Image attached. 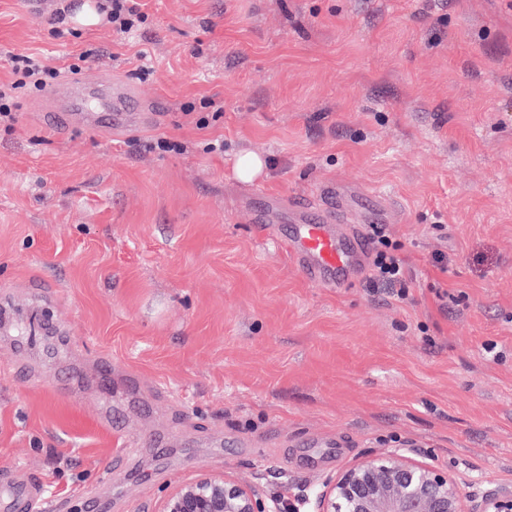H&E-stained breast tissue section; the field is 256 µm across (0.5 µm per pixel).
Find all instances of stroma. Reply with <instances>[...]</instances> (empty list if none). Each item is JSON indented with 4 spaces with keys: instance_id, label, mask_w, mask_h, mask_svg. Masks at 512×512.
Masks as SVG:
<instances>
[{
    "instance_id": "1",
    "label": "stroma",
    "mask_w": 512,
    "mask_h": 512,
    "mask_svg": "<svg viewBox=\"0 0 512 512\" xmlns=\"http://www.w3.org/2000/svg\"><path fill=\"white\" fill-rule=\"evenodd\" d=\"M148 18L51 23L52 0H0L8 58L134 84L160 125L115 134L41 120L15 93L0 128V303L45 292L74 347L0 335V483L55 512H157L201 473L290 496L388 448L512 485V0H144ZM86 62H79L81 53ZM222 111L198 127L187 102ZM182 151L154 150L157 139ZM223 151L207 152L213 141ZM265 156L256 184L238 153ZM288 200L253 221L252 187ZM341 196L380 224L409 298L308 281L277 235L293 204ZM111 357L140 376L117 455L98 413Z\"/></svg>"
}]
</instances>
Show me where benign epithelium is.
Instances as JSON below:
<instances>
[{"mask_svg": "<svg viewBox=\"0 0 512 512\" xmlns=\"http://www.w3.org/2000/svg\"><path fill=\"white\" fill-rule=\"evenodd\" d=\"M460 475L388 448L325 476L315 494L275 496L260 485L201 474L173 486L159 512H512V487L467 491Z\"/></svg>", "mask_w": 512, "mask_h": 512, "instance_id": "obj_1", "label": "benign epithelium"}]
</instances>
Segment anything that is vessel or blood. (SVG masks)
<instances>
[{"instance_id": "vessel-or-blood-1", "label": "vessel or blood", "mask_w": 512, "mask_h": 512, "mask_svg": "<svg viewBox=\"0 0 512 512\" xmlns=\"http://www.w3.org/2000/svg\"><path fill=\"white\" fill-rule=\"evenodd\" d=\"M48 100L44 119L51 125L67 122L96 128L106 123L117 133L152 126L158 119L140 101L132 84L105 75L63 79ZM284 245L308 280L337 287L340 274L357 266L367 242L348 232H336L330 220L312 221L301 215ZM49 508V500L37 486L21 480L0 484V512H48Z\"/></svg>"}]
</instances>
